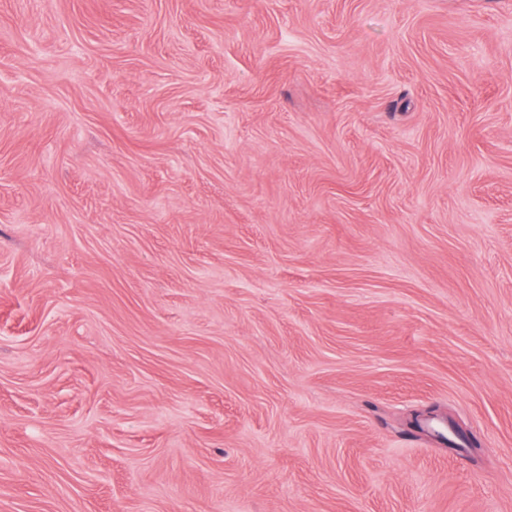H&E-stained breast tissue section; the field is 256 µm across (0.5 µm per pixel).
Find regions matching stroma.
<instances>
[{"label":"stroma","instance_id":"35a3bbf8","mask_svg":"<svg viewBox=\"0 0 512 512\" xmlns=\"http://www.w3.org/2000/svg\"><path fill=\"white\" fill-rule=\"evenodd\" d=\"M0 512H512V0H0Z\"/></svg>","mask_w":512,"mask_h":512}]
</instances>
